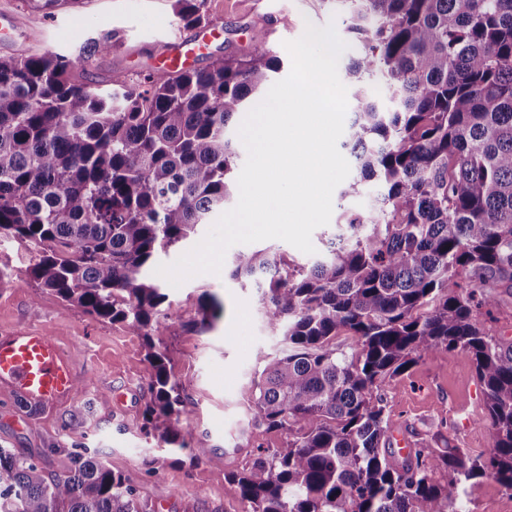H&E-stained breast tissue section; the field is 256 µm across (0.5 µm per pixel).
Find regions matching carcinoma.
Listing matches in <instances>:
<instances>
[{
    "instance_id": "obj_1",
    "label": "carcinoma",
    "mask_w": 512,
    "mask_h": 512,
    "mask_svg": "<svg viewBox=\"0 0 512 512\" xmlns=\"http://www.w3.org/2000/svg\"><path fill=\"white\" fill-rule=\"evenodd\" d=\"M363 52L344 80L354 104L343 148L378 185L368 214L311 265L240 251L232 276L260 291L286 349L259 353L252 426L288 433L233 475L244 512H449L461 479L490 472L512 493V342L477 314L478 288L512 290V0H349ZM202 0H174L187 26ZM0 57V241L29 255L27 280L145 339L150 400L136 429L168 455L224 458L196 440L169 359L154 341L167 295L149 276L229 200L239 158L227 130L280 61L257 48L207 69L143 75V88L102 93L84 78L108 50ZM379 73L399 97L384 112L364 86ZM214 295L191 327L210 330ZM351 351L336 348L341 334ZM474 361L491 424L486 462L422 443L399 459L386 401L374 390L425 352ZM452 473L446 482L440 471ZM0 512H152L94 455L49 477L0 448Z\"/></svg>"
}]
</instances>
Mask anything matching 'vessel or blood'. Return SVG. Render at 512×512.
Listing matches in <instances>:
<instances>
[{"instance_id":"1","label":"vessel or blood","mask_w":512,"mask_h":512,"mask_svg":"<svg viewBox=\"0 0 512 512\" xmlns=\"http://www.w3.org/2000/svg\"><path fill=\"white\" fill-rule=\"evenodd\" d=\"M198 42L174 34L162 44L158 57L164 70L186 69ZM78 384L73 361L44 331L16 329L0 335V392L27 403L69 402Z\"/></svg>"}]
</instances>
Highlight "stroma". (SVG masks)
Returning a JSON list of instances; mask_svg holds the SVG:
<instances>
[{"label": "stroma", "instance_id": "35a3bbf8", "mask_svg": "<svg viewBox=\"0 0 512 512\" xmlns=\"http://www.w3.org/2000/svg\"><path fill=\"white\" fill-rule=\"evenodd\" d=\"M25 25L26 36L0 56L75 51L81 39L108 38L109 52L93 57L86 78L95 87H139L156 68L158 46L170 34L191 37L174 15V0H61L46 14L32 0H0ZM208 24L221 34L196 62L205 68L228 55H245L262 45L281 64L275 80L287 77L291 58L285 42L298 39L306 25H334L347 48L339 62L361 51L334 0H204ZM230 265L219 274L190 277L180 287L156 283L169 308L156 337L166 350L195 437L224 459L211 466L179 455L162 459L153 437L136 431L149 397V365L144 340L124 326L97 320L65 305L34 283L14 276L0 279V333L40 328L57 339L79 376L87 406L40 408L30 412L0 395V447L31 456L52 475L66 472L78 449L96 455L121 474L153 512H243L232 473L242 471L258 447L280 448L287 435L249 427V398L257 378L258 353L278 354L283 338L265 324L256 289L232 279ZM224 302V314L206 333L189 329L205 294ZM391 431L435 450L463 449L471 459L491 453L490 421L484 391L471 356L460 349L421 355L405 374L383 386ZM456 512H512V495L492 475L461 481Z\"/></svg>", "mask_w": 512, "mask_h": 512}]
</instances>
